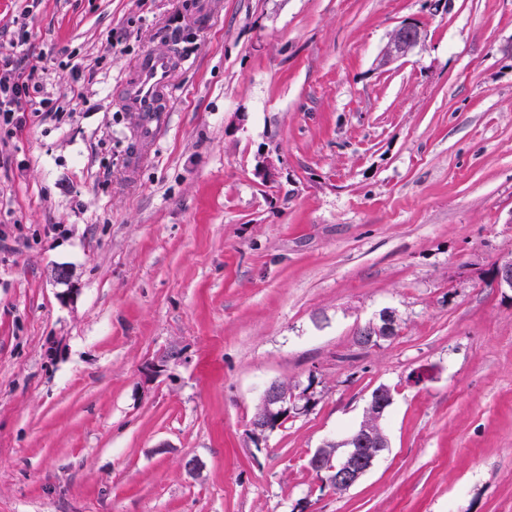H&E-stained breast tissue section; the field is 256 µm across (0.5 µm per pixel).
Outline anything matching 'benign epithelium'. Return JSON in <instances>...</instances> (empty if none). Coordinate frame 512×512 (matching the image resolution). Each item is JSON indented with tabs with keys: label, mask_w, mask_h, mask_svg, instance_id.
<instances>
[{
	"label": "benign epithelium",
	"mask_w": 512,
	"mask_h": 512,
	"mask_svg": "<svg viewBox=\"0 0 512 512\" xmlns=\"http://www.w3.org/2000/svg\"><path fill=\"white\" fill-rule=\"evenodd\" d=\"M426 32L414 23H405L390 37L385 50V61L401 60L424 43ZM494 281L499 288L512 290V252L501 255L494 266ZM397 317L391 310L379 315L378 320L362 326L363 332L379 342L391 336L396 327ZM392 403L389 389L383 387L371 399L368 411L374 425H362L340 443L347 448L341 462H335V453L329 447L320 448L310 458V468L338 490L353 486L373 465L376 458L386 448V439L380 427L386 409ZM265 412L251 422L255 436L264 434L271 426L278 425L291 411L297 409L296 396L280 388L276 383L269 385L263 395Z\"/></svg>",
	"instance_id": "obj_1"
}]
</instances>
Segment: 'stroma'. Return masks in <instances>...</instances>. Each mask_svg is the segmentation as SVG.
<instances>
[{"label": "stroma", "mask_w": 512, "mask_h": 512, "mask_svg": "<svg viewBox=\"0 0 512 512\" xmlns=\"http://www.w3.org/2000/svg\"><path fill=\"white\" fill-rule=\"evenodd\" d=\"M510 45L512 0H0V56L57 51L69 109L0 148V512H512ZM160 48L134 178L115 89ZM272 383L308 404L256 437ZM382 385L336 491L308 460ZM426 32L414 23H405L397 28L390 37L385 50V61L401 60L424 43ZM182 64L164 49L143 55L132 78L122 87V106L135 112L139 121L138 140L142 149H149L166 125L173 96V72ZM396 323L397 317L393 311H383L379 315L378 320L369 321L359 328L362 329L366 335L371 336V339L375 341L370 343L367 339L357 333L355 342L358 346L363 348L377 345V342L387 339L394 333ZM392 403L389 389L382 387L371 399L365 420L360 428L356 429L340 444L327 443L319 448L310 458V468L329 482L336 490H344L353 486L361 476L373 465L376 458L386 448V439L380 427L386 409ZM374 419V425L372 424ZM328 445L348 448L340 457L341 462L336 465L335 448ZM332 450L331 453L329 451Z\"/></svg>", "instance_id": "stroma-1"}]
</instances>
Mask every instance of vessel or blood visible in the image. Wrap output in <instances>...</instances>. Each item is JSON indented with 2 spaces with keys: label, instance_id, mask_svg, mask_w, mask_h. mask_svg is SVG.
<instances>
[{
  "label": "vessel or blood",
  "instance_id": "1",
  "mask_svg": "<svg viewBox=\"0 0 512 512\" xmlns=\"http://www.w3.org/2000/svg\"><path fill=\"white\" fill-rule=\"evenodd\" d=\"M177 64L176 56L170 51L148 52L140 58L133 77L123 84L122 106L137 115L141 148H150L166 125Z\"/></svg>",
  "mask_w": 512,
  "mask_h": 512
}]
</instances>
